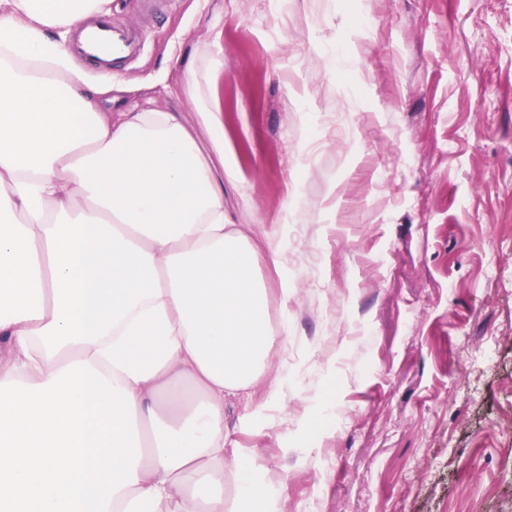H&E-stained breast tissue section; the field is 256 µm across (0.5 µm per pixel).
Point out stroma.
Returning <instances> with one entry per match:
<instances>
[{
    "label": "stroma",
    "mask_w": 512,
    "mask_h": 512,
    "mask_svg": "<svg viewBox=\"0 0 512 512\" xmlns=\"http://www.w3.org/2000/svg\"><path fill=\"white\" fill-rule=\"evenodd\" d=\"M116 112L224 114L275 341L224 398L226 497L512 512V0H112ZM246 457L244 475L234 461Z\"/></svg>",
    "instance_id": "1"
}]
</instances>
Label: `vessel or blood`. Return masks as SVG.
I'll list each match as a JSON object with an SVG mask.
<instances>
[{
    "instance_id": "obj_1",
    "label": "vessel or blood",
    "mask_w": 512,
    "mask_h": 512,
    "mask_svg": "<svg viewBox=\"0 0 512 512\" xmlns=\"http://www.w3.org/2000/svg\"><path fill=\"white\" fill-rule=\"evenodd\" d=\"M138 38L127 30L116 29L111 19L90 21L77 29L72 51L93 63L100 71H113L114 57H127L136 53Z\"/></svg>"
}]
</instances>
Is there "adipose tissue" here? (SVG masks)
Segmentation results:
<instances>
[{
	"label": "adipose tissue",
	"mask_w": 512,
	"mask_h": 512,
	"mask_svg": "<svg viewBox=\"0 0 512 512\" xmlns=\"http://www.w3.org/2000/svg\"><path fill=\"white\" fill-rule=\"evenodd\" d=\"M112 0H0V383L87 361L135 402L136 483L108 512H269L224 495V396L262 375L272 340L262 260L224 216V117L112 119L116 91L67 46Z\"/></svg>",
	"instance_id": "1"
}]
</instances>
